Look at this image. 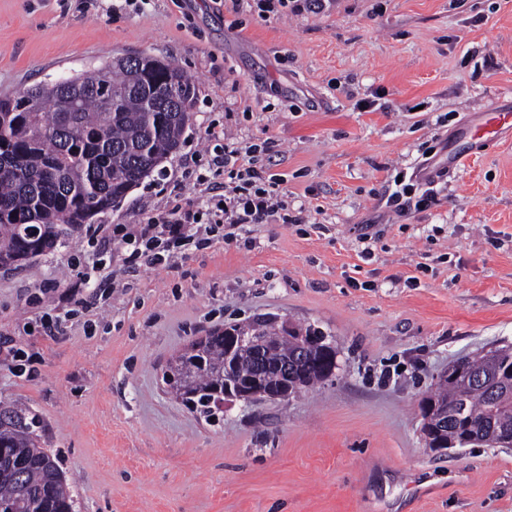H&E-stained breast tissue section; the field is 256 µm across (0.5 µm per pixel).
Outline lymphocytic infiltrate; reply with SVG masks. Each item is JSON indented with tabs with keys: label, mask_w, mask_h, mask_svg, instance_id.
<instances>
[{
	"label": "lymphocytic infiltrate",
	"mask_w": 512,
	"mask_h": 512,
	"mask_svg": "<svg viewBox=\"0 0 512 512\" xmlns=\"http://www.w3.org/2000/svg\"><path fill=\"white\" fill-rule=\"evenodd\" d=\"M208 136L216 143L214 155L196 182L208 186L225 177L223 193L202 199L205 212L201 215L192 206L178 203L144 223L115 225L128 267L166 266L188 247L236 242L248 225L264 223L281 209L278 189L284 175L261 163L253 149L225 143L223 132L212 129Z\"/></svg>",
	"instance_id": "lymphocytic-infiltrate-1"
}]
</instances>
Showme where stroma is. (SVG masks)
<instances>
[{"instance_id": "stroma-1", "label": "stroma", "mask_w": 512, "mask_h": 512, "mask_svg": "<svg viewBox=\"0 0 512 512\" xmlns=\"http://www.w3.org/2000/svg\"><path fill=\"white\" fill-rule=\"evenodd\" d=\"M135 54L195 84L179 151L0 270V406L37 420L72 512H512V447L433 451L420 413L458 358L512 346V137L474 155L466 133L512 104V0H288L267 22L247 0H0V97ZM211 126L286 176L289 222L124 272L113 225L201 199ZM425 159L426 205H390ZM88 273L117 282L96 305ZM265 315L321 329L335 376L212 419L170 393L192 340Z\"/></svg>"}]
</instances>
